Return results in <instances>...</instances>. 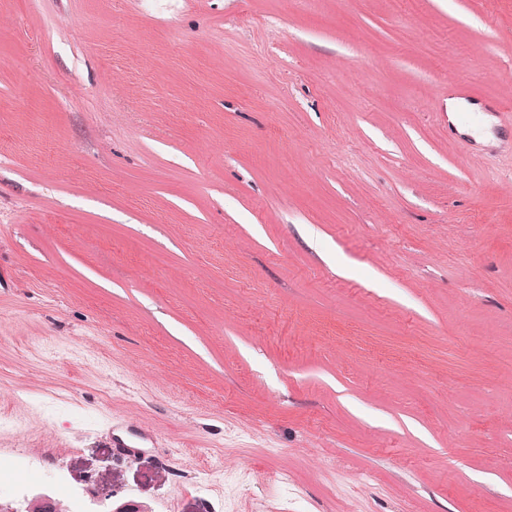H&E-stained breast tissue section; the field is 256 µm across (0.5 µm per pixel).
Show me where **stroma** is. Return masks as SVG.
I'll list each match as a JSON object with an SVG mask.
<instances>
[{
	"instance_id": "1",
	"label": "stroma",
	"mask_w": 512,
	"mask_h": 512,
	"mask_svg": "<svg viewBox=\"0 0 512 512\" xmlns=\"http://www.w3.org/2000/svg\"><path fill=\"white\" fill-rule=\"evenodd\" d=\"M0 466L512 512V0H0Z\"/></svg>"
}]
</instances>
